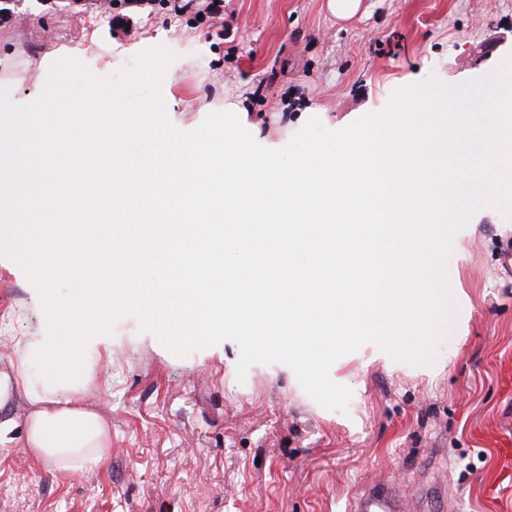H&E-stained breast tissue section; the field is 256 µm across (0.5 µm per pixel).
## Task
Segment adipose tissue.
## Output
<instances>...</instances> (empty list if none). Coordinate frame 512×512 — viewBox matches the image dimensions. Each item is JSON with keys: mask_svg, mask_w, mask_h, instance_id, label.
Returning a JSON list of instances; mask_svg holds the SVG:
<instances>
[{"mask_svg": "<svg viewBox=\"0 0 512 512\" xmlns=\"http://www.w3.org/2000/svg\"><path fill=\"white\" fill-rule=\"evenodd\" d=\"M14 342L20 355L10 371H0V447L10 445L20 434L32 456L61 472L73 474L96 464L111 452L112 438L103 416L82 399L89 369L78 347L55 353L50 372L36 379L27 356L42 350V338L18 336ZM15 397L29 406L25 419L6 410Z\"/></svg>", "mask_w": 512, "mask_h": 512, "instance_id": "adipose-tissue-1", "label": "adipose tissue"}]
</instances>
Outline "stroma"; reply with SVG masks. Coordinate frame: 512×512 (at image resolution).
Masks as SVG:
<instances>
[{
	"mask_svg": "<svg viewBox=\"0 0 512 512\" xmlns=\"http://www.w3.org/2000/svg\"><path fill=\"white\" fill-rule=\"evenodd\" d=\"M183 0H161L132 35L120 4L24 0L0 23V87L36 100L51 65L106 77L159 45L176 52L162 83L170 121L191 131L237 105L263 147L287 145L310 117L330 130L382 110L428 76L456 86L512 55V0H362L336 20L327 0H224L225 35ZM454 305L434 365L366 344L329 375L347 411L315 402L294 370L256 363L238 380L231 340L173 355L133 316L85 351L86 401L109 422L112 452L76 476L34 459L23 438L0 447V512H348L363 483L405 502L444 483L437 512H512V217L486 206L452 240ZM37 289L0 257V370L12 336H47Z\"/></svg>",
	"mask_w": 512,
	"mask_h": 512,
	"instance_id": "obj_1",
	"label": "stroma"
}]
</instances>
